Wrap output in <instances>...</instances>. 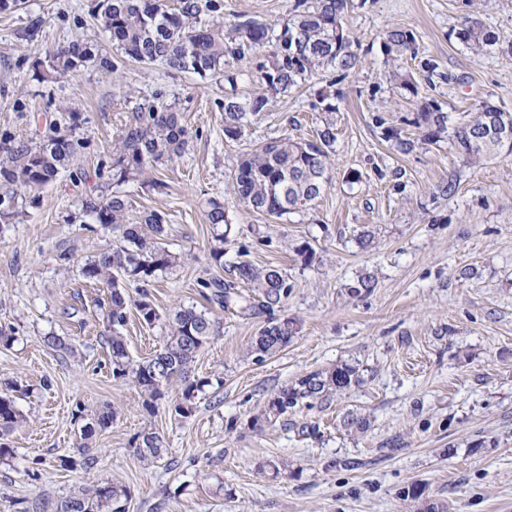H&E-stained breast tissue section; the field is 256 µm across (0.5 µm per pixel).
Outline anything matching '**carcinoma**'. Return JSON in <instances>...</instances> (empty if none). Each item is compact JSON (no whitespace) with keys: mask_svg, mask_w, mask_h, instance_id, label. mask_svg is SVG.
<instances>
[{"mask_svg":"<svg viewBox=\"0 0 512 512\" xmlns=\"http://www.w3.org/2000/svg\"><path fill=\"white\" fill-rule=\"evenodd\" d=\"M349 4L350 0H295L288 21L278 30L248 18L232 24L228 33L222 22L224 0H173L171 4L168 0H94L91 14L123 60L160 65L170 73H192L201 78L222 75L230 68V61L271 47L269 54L256 63L257 78L266 85L267 93L244 102L235 88L224 92V136L234 140L244 135L249 116L267 110L270 95L291 91L313 70L345 74L357 65L353 41L343 25ZM457 37L476 54L500 42V35L472 13L462 21ZM385 47L389 55L417 54L415 36L402 28L386 32ZM87 65L107 73L119 70L118 63L103 54L97 42L76 39L58 48L49 64L36 60L34 77L51 97L57 80ZM411 123L424 132L423 140L428 142L439 141L448 133V113L431 101L421 104ZM77 129V116L70 111L53 119L49 133L36 141L4 138L0 144V234L4 225L18 215L21 195L53 182L85 149L86 141ZM505 129L512 132V111L485 105L459 123L453 142L466 162L479 163L503 148L499 133ZM317 136L316 142L288 136L273 139L240 160L233 185L238 199L250 210L276 218L310 209L327 182V148L336 139L334 127L324 125ZM192 139L193 131L185 124L176 100L169 98L165 88L157 87L133 101L113 137L112 178L123 183L147 166L173 163L184 156ZM131 207L130 199L118 191L85 198L82 214L105 230L119 232V240L88 259L81 274L90 282H101L110 288L106 316L112 327L108 342L113 378L134 383L144 395L147 411L153 412L164 404L175 416L186 418L192 414L198 394L212 385L208 379L192 377L190 364L212 334L213 323L195 306H182L169 317L165 344L148 360L131 362L119 333L127 322L128 306H134L147 325L159 320L143 285L156 273L178 263V258L161 243L165 217L149 211L133 218ZM206 219L215 227L228 224L224 204L210 200ZM235 269L240 281L257 289L261 307L269 311V319L252 345V354L262 360L286 346L296 334L294 320L274 315L288 297V284L279 270L260 269L244 259ZM132 284L133 294L129 291ZM202 287L213 288L211 300L224 309L236 307L247 313L254 308L251 297L230 283L215 280L202 283ZM355 374V368L343 364L305 375L271 396L256 421L267 422L307 399L346 390ZM175 379L182 386L172 396L168 386ZM26 393L27 388L17 381L0 389L1 461L13 455L4 437L24 420L17 399ZM114 420L111 406L98 408L91 421L81 427V437L90 439L96 432L110 428ZM130 447L142 461L159 458L165 451L161 437L153 432L133 438ZM95 464L96 458L88 447L82 448L80 459L62 460L66 468L90 469ZM130 500L127 488L106 482L61 500L55 512H129Z\"/></svg>","mask_w":512,"mask_h":512,"instance_id":"carcinoma-1","label":"carcinoma"}]
</instances>
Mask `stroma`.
I'll list each match as a JSON object with an SVG mask.
<instances>
[{
	"instance_id": "35a3bbf8",
	"label": "stroma",
	"mask_w": 512,
	"mask_h": 512,
	"mask_svg": "<svg viewBox=\"0 0 512 512\" xmlns=\"http://www.w3.org/2000/svg\"><path fill=\"white\" fill-rule=\"evenodd\" d=\"M293 4L224 0V22L246 15L277 27ZM91 5L24 0L0 13V135L38 138L62 107L79 113L88 140L70 169L20 201L0 235V325L14 333L0 346V388H28L17 402L25 421L9 437L13 456L0 462V512H34L101 482L130 489V512H512V152L467 165L451 138L423 142L412 123L428 101L455 123L484 104L512 110V0L482 11L503 43L481 55L457 38L462 0L354 5L343 23L356 68L343 79L306 76L236 140L224 135L220 77L127 62L114 75L68 74L43 98L33 62L73 38L99 36ZM36 16L42 28L32 41L24 31ZM397 27L414 33L418 53L395 62L384 39ZM396 65L413 75V90L390 82ZM159 86L197 136L184 159L118 190L133 213L167 214L164 246L179 263L147 285L160 321L146 325L132 308L120 334L140 362L164 343L174 308L206 312L214 332L191 371L213 385L186 418L148 413L134 384L113 379L109 290L80 273L110 237L73 219L85 195L112 182V140L128 98ZM328 119L336 128L329 181L310 209L276 218L236 197L241 156L285 135L316 139ZM393 132L414 148L397 151ZM451 179L455 193H442ZM211 199L230 222L218 262L205 217ZM243 257L287 277L277 314L297 323L290 343L261 361L251 344L266 313L225 310L201 294V281H236ZM364 279L370 291L360 290ZM51 332L70 338L73 353L48 346ZM345 363L357 369L350 388L254 424L271 394ZM105 404L116 413L112 426L82 441L76 411ZM144 432L162 438L164 459L134 454L130 441ZM84 443L96 466L61 467ZM413 487L418 496H409Z\"/></svg>"
}]
</instances>
